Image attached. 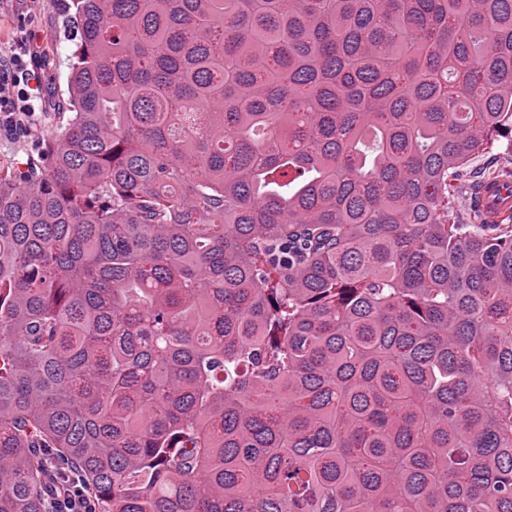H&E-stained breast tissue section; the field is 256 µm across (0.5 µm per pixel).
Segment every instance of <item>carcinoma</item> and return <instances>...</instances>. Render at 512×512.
Segmentation results:
<instances>
[{"mask_svg": "<svg viewBox=\"0 0 512 512\" xmlns=\"http://www.w3.org/2000/svg\"><path fill=\"white\" fill-rule=\"evenodd\" d=\"M0 166V512H512V0H73ZM512 153L503 150H494L486 155L476 158L470 165L473 181L479 179L482 173L492 164L509 165L512 167ZM512 181L506 187L502 183L485 182L477 191L479 208L488 214H507L512 209ZM66 485L60 490V498L54 502L56 512H90L93 511L86 495L79 486L81 478L76 472L66 477ZM82 485V484H81Z\"/></svg>", "mask_w": 512, "mask_h": 512, "instance_id": "1", "label": "carcinoma"}]
</instances>
